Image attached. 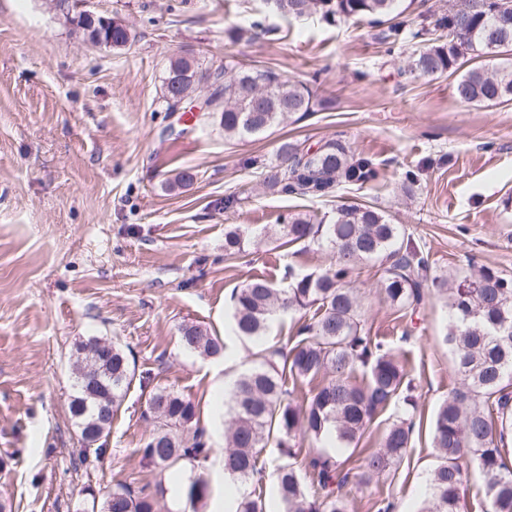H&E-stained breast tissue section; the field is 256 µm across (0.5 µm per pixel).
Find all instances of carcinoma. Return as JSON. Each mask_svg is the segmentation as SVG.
Returning a JSON list of instances; mask_svg holds the SVG:
<instances>
[{
  "instance_id": "obj_1",
  "label": "carcinoma",
  "mask_w": 512,
  "mask_h": 512,
  "mask_svg": "<svg viewBox=\"0 0 512 512\" xmlns=\"http://www.w3.org/2000/svg\"><path fill=\"white\" fill-rule=\"evenodd\" d=\"M402 0H271L285 17H317L327 23L366 19L379 28L376 37L394 47L403 42L402 26L394 19ZM496 0H458L454 8L410 31L415 50L400 75H443L465 68L457 80L458 97L474 105L512 101V11L505 18ZM73 31L96 46L124 49L131 31L121 21L112 28L102 21H79ZM497 57L489 70L471 66L473 59ZM224 82L215 91L208 116L219 119L226 140H249L268 130L294 124L319 111L322 101L307 85L295 83L281 70L224 59L216 67ZM210 71L200 59L169 60L162 81L177 79L174 90L192 103L196 76ZM263 188L281 196H307L328 201L343 182L375 179L368 158L352 152L341 139L323 142L315 152L298 139L284 138L274 158L263 166ZM282 240L326 249L334 263L322 272L288 269L284 287L253 278L231 294L229 321L234 335L253 342L249 365L224 392V473L242 486L263 482L264 448L276 443L292 454V441L307 434L319 443L348 445L388 407L397 419L386 430L380 448L365 457L359 481L385 472L410 447L417 402L411 381L393 347L371 335L360 311L352 278L361 266L382 267L381 290L396 311H408L423 300L427 282L448 293L449 323L444 342L455 355L462 387L438 407L432 447L438 463L428 475L418 512H464V482L475 464L485 477L489 512H512V466L504 449L512 436V277L487 267L446 276H430L429 254L400 224L372 206L336 208L331 223L294 215L288 223L259 233L243 224L224 229V255L245 251L254 239ZM313 310L289 350L263 347L273 323L301 310ZM178 341L183 350L204 358L219 356L225 343L200 325L184 323ZM76 358L92 364V372L73 375L68 404L82 449L80 463L97 461L105 451L112 419L133 382L150 389L147 409L152 429L143 444V458L166 469L183 459L211 455L206 429L196 406L173 390L154 383L148 370L138 371L135 359L116 338L88 336L75 345ZM311 385L309 396L294 402V387ZM305 473L292 463L277 466L275 485L281 512H347L350 473L320 453L308 456ZM99 512H156L153 495L119 483L101 502ZM236 512H266L262 494L244 492Z\"/></svg>"
}]
</instances>
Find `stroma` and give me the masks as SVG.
<instances>
[{"instance_id": "1", "label": "stroma", "mask_w": 512, "mask_h": 512, "mask_svg": "<svg viewBox=\"0 0 512 512\" xmlns=\"http://www.w3.org/2000/svg\"><path fill=\"white\" fill-rule=\"evenodd\" d=\"M135 40L116 50L86 44L50 0H0V503L9 512H76L119 483L155 490L165 478L142 459L152 423L148 393L132 385L112 421L107 451L90 469L68 411L71 353L85 336H115L156 384L203 404L209 359L183 352L181 324L226 344L237 373L250 346L229 329L234 288L286 267L321 271L329 251L267 241L224 255V227L258 229L298 213L330 221L339 206L370 204L428 252L435 272L478 265L512 276V101L461 102L450 74L404 80L409 46L386 52L367 22L284 19L266 0H90ZM269 26L252 41L228 32L246 13ZM225 57L283 71L313 85L325 110L255 141H228L218 121L166 111L172 56ZM290 136L314 145L342 139L378 165L364 184L331 201L270 194L263 163ZM195 181L169 188L182 169ZM414 182H406V170ZM243 200L225 208L227 196ZM377 265L354 285L372 335L391 342L417 390L412 446L400 464L362 484L363 451L377 447L387 409L358 443L330 449L349 472V512H416L434 461L437 405L461 380L444 341L447 298L425 291L404 318L380 290Z\"/></svg>"}]
</instances>
